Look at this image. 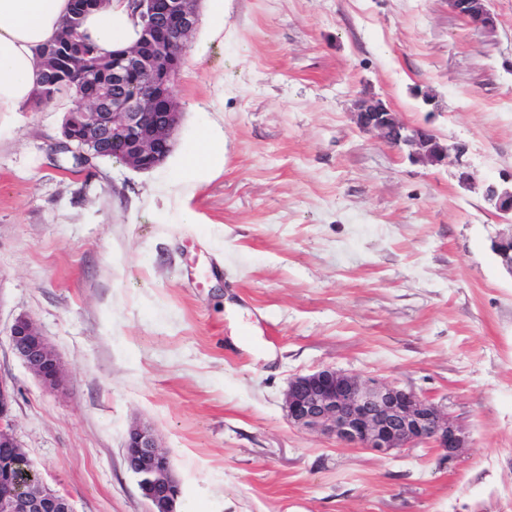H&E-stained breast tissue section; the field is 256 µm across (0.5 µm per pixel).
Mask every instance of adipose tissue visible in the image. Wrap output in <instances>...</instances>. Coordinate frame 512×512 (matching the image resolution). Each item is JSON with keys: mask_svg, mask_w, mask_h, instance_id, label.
Wrapping results in <instances>:
<instances>
[{"mask_svg": "<svg viewBox=\"0 0 512 512\" xmlns=\"http://www.w3.org/2000/svg\"><path fill=\"white\" fill-rule=\"evenodd\" d=\"M70 7L71 0H0V113L25 111L33 101L44 73L41 49L56 38ZM82 29L104 53L138 37L128 0L88 13Z\"/></svg>", "mask_w": 512, "mask_h": 512, "instance_id": "obj_1", "label": "adipose tissue"}]
</instances>
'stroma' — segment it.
<instances>
[{"mask_svg": "<svg viewBox=\"0 0 512 512\" xmlns=\"http://www.w3.org/2000/svg\"><path fill=\"white\" fill-rule=\"evenodd\" d=\"M486 5L491 32L449 0H224L220 22L200 0L175 146L147 172L59 152L72 96L0 114V378L75 512H150L136 421L178 512H512V274L491 250L512 215L484 199L512 184V0ZM362 99L463 154L413 162L359 129ZM205 130L223 155L201 169ZM20 315L63 391L12 352ZM325 367L411 387L466 448L383 458L293 429L289 378ZM9 341L16 356L46 389H63L66 378L62 363L31 318L20 316L15 319L10 327ZM123 448L126 468L136 477L143 497L152 505V511L176 512L180 485L155 430L141 422L133 424L127 431Z\"/></svg>", "mask_w": 512, "mask_h": 512, "instance_id": "35a3bbf8", "label": "stroma"}]
</instances>
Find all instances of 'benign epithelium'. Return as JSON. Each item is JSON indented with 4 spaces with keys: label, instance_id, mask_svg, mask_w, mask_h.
<instances>
[{
    "label": "benign epithelium",
    "instance_id": "benign-epithelium-1",
    "mask_svg": "<svg viewBox=\"0 0 512 512\" xmlns=\"http://www.w3.org/2000/svg\"><path fill=\"white\" fill-rule=\"evenodd\" d=\"M138 18L137 41L112 58L96 56L90 72L108 76L91 97L73 83L75 95L88 111L69 112L62 128L61 144L78 157V164L91 162L99 146H121L120 162L139 172L150 171L172 152L173 132L181 112L172 87L180 60L156 49L163 39L187 47L198 22V0H131ZM467 21L485 31L496 28V17L484 0H451ZM142 81L139 91H126L127 79ZM357 125L388 146L409 148V156L425 165L448 160L449 146L424 127H410L379 101H362L355 112ZM485 200L501 214H512V187L491 183ZM492 249L501 266L512 273V224L500 232ZM9 341L25 367L51 391L65 386L62 363L33 320L15 319ZM15 394L0 379V512H74L70 500L37 478L25 487L15 485L14 470L25 452L15 434ZM288 422L295 428L331 435L343 446L372 450L382 456L429 443L454 457L466 439L448 413L432 401L393 379L366 378L326 367L288 382L284 393ZM126 468L137 479L152 512H175L181 494L168 454L155 430L135 423L124 442Z\"/></svg>",
    "mask_w": 512,
    "mask_h": 512
}]
</instances>
